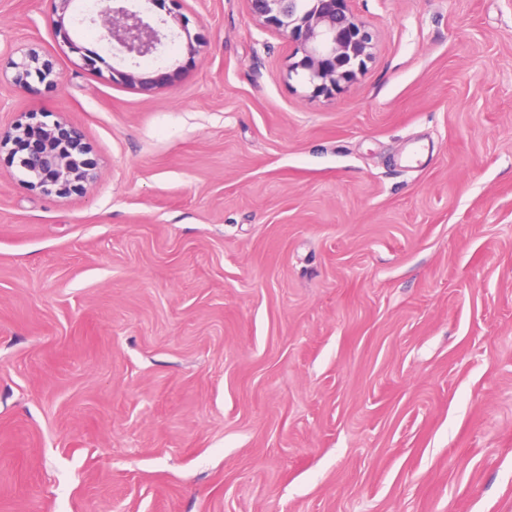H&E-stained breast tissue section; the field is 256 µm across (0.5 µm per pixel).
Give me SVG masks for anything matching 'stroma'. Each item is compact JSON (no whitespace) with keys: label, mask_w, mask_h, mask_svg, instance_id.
<instances>
[{"label":"stroma","mask_w":512,"mask_h":512,"mask_svg":"<svg viewBox=\"0 0 512 512\" xmlns=\"http://www.w3.org/2000/svg\"><path fill=\"white\" fill-rule=\"evenodd\" d=\"M351 7L327 98L245 0L146 4L203 38L152 94L0 0V73L62 75L0 127L64 118L95 172L0 155V512H512V0ZM11 68L14 70L13 76L8 80V84L15 92L29 89V78L36 77L42 82H60L62 75L57 72L48 60H42L38 51L33 48L22 52L17 60L11 59Z\"/></svg>","instance_id":"stroma-1"}]
</instances>
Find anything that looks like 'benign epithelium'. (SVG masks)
Here are the masks:
<instances>
[{"instance_id":"7a95c632","label":"benign epithelium","mask_w":512,"mask_h":512,"mask_svg":"<svg viewBox=\"0 0 512 512\" xmlns=\"http://www.w3.org/2000/svg\"><path fill=\"white\" fill-rule=\"evenodd\" d=\"M56 19L51 22L55 38L76 50L66 23L74 0H54ZM76 22L97 28L100 38L110 44L113 54L134 64L133 71L112 69V80L142 92L152 93L162 85V77H153L140 69L139 60L162 53L167 34L139 10L125 6L128 0H100ZM253 16L264 25L280 31L295 45L299 59L289 73L300 77L315 95L332 96L357 78L365 61L372 56L373 35L351 9V0H246ZM186 35L185 49L191 56L198 52V37L190 34L180 14L172 16ZM14 70L8 84L14 91L29 89V79L59 82L61 73L40 57L33 48L10 62ZM6 150L19 173V181L45 196L80 192L94 179L87 159L90 146L82 129L63 120L52 123L27 112L5 131H0V152Z\"/></svg>"}]
</instances>
